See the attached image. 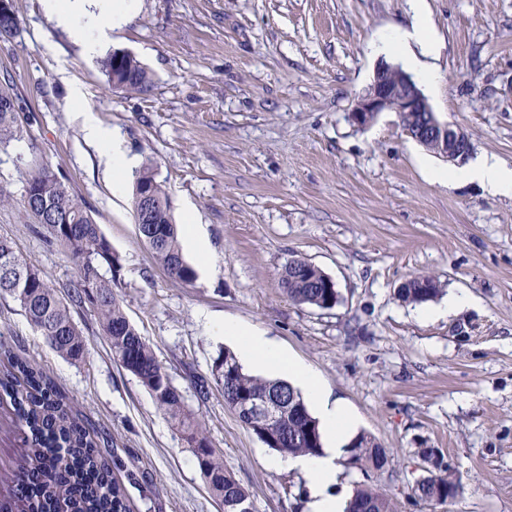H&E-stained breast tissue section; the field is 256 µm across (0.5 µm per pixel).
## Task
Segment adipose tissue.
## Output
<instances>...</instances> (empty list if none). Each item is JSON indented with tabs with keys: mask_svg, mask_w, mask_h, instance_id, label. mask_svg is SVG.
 <instances>
[{
	"mask_svg": "<svg viewBox=\"0 0 512 512\" xmlns=\"http://www.w3.org/2000/svg\"><path fill=\"white\" fill-rule=\"evenodd\" d=\"M133 0H42L45 13L58 26L76 32L86 55H98L112 30L121 26L132 11ZM413 13L411 30L383 37L373 48L379 55H406L409 42H416L422 55H434L438 36L425 9V0H410ZM72 103L81 123L84 139L95 145L112 174L114 189H121L134 164L122 139L104 126L82 106V91L73 88ZM431 178L441 183L457 180L478 182L488 194L512 196V168L503 166L495 157L476 158L462 170L430 168ZM218 335L231 343L240 363L286 377L298 386L313 406L320 424L323 450L318 455L289 456L271 460L274 468L300 471L308 481L310 512H343L345 500L331 495L337 484L340 462L353 437L356 421L345 403L326 392L317 375L303 363L289 357L287 351L262 330L225 320Z\"/></svg>",
	"mask_w": 512,
	"mask_h": 512,
	"instance_id": "obj_1",
	"label": "adipose tissue"
}]
</instances>
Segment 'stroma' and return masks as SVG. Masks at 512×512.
<instances>
[{
	"mask_svg": "<svg viewBox=\"0 0 512 512\" xmlns=\"http://www.w3.org/2000/svg\"><path fill=\"white\" fill-rule=\"evenodd\" d=\"M19 30L0 38L23 135L0 145V235L60 291L74 263L20 208L38 161L82 200L120 257L131 322L146 336L224 464L252 494L253 512H308L302 475L275 455L210 386L225 344L210 323L261 329L307 365L385 448L387 465L343 457L334 492L370 485L395 512H512V198L432 181L441 157L412 139L397 113L355 124L354 102L379 63L372 46L410 28L408 0H135L108 50L135 55L153 78L144 93L111 91L41 0H15ZM441 38L424 88L441 121L473 154L512 167V0H426ZM117 130L138 164H153L175 223L192 211L211 244L193 283L171 278L139 238L133 188L112 190L99 151L73 117L72 84ZM294 257L335 283L337 304L291 301L280 274ZM473 306L445 319L402 302L412 276ZM88 354L74 364L0 298V351L36 364L116 457L134 512H221L197 460L130 373L112 359L89 305L72 309ZM434 448L460 484L432 505L414 493Z\"/></svg>",
	"mask_w": 512,
	"mask_h": 512,
	"instance_id": "1",
	"label": "stroma"
}]
</instances>
